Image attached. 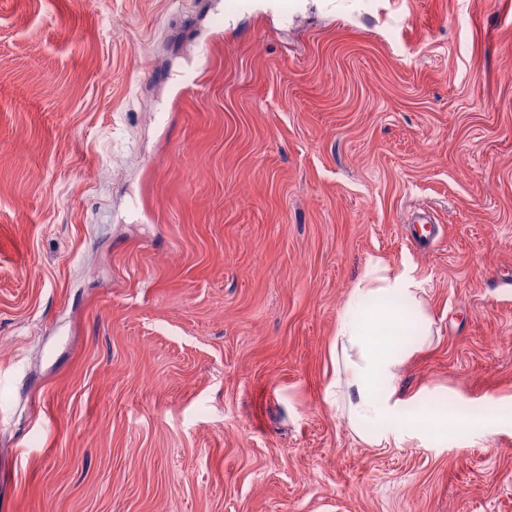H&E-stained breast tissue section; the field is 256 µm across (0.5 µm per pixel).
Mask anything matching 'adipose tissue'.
<instances>
[{
    "label": "adipose tissue",
    "instance_id": "1",
    "mask_svg": "<svg viewBox=\"0 0 512 512\" xmlns=\"http://www.w3.org/2000/svg\"><path fill=\"white\" fill-rule=\"evenodd\" d=\"M408 273L390 274L367 263L352 288L336 324L332 351L336 358V409L363 443L383 448L392 424L407 421L408 431L437 434L460 426L451 412L422 409L404 417L405 399L398 380L407 359L428 342L433 320Z\"/></svg>",
    "mask_w": 512,
    "mask_h": 512
}]
</instances>
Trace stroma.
<instances>
[{"instance_id": "35a3bbf8", "label": "stroma", "mask_w": 512, "mask_h": 512, "mask_svg": "<svg viewBox=\"0 0 512 512\" xmlns=\"http://www.w3.org/2000/svg\"><path fill=\"white\" fill-rule=\"evenodd\" d=\"M376 259L507 424L354 437ZM0 512H512V0H0Z\"/></svg>"}]
</instances>
